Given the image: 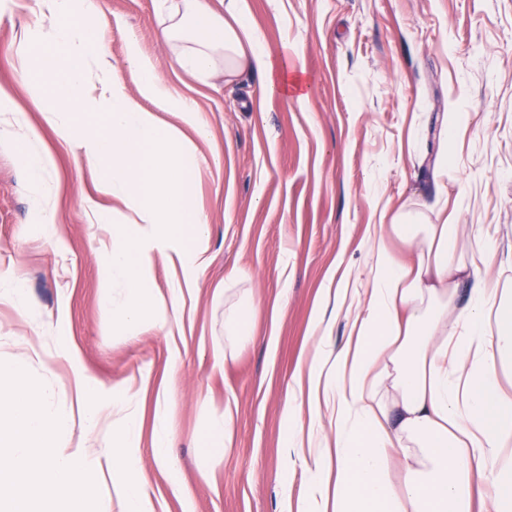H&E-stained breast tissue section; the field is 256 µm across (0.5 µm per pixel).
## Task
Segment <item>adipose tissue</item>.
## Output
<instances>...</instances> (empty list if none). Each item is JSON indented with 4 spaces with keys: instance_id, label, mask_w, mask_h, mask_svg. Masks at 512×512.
Listing matches in <instances>:
<instances>
[{
    "instance_id": "obj_1",
    "label": "adipose tissue",
    "mask_w": 512,
    "mask_h": 512,
    "mask_svg": "<svg viewBox=\"0 0 512 512\" xmlns=\"http://www.w3.org/2000/svg\"><path fill=\"white\" fill-rule=\"evenodd\" d=\"M161 38L181 42L170 61L197 75L257 73L296 102L308 97L299 71L275 68L263 32L247 21V0H159ZM50 30L34 24L18 44L17 80L46 86L44 112L65 143L98 178V191L124 209L109 220L103 267L120 297H105L113 323L133 336L184 333V286L206 261L209 215L192 187L205 160L198 143L213 134L194 98L161 77L129 40L127 63L140 74L129 92L111 61L97 18L100 0H42ZM176 113L180 125L159 115ZM457 225L422 211H397L373 227L367 288L330 291L329 318H316V340L294 380L306 413L284 408L285 454L297 458L301 490L284 487L280 512H512V289L481 277L497 259L486 240L458 245ZM179 269L168 295L152 280L156 260ZM255 303L226 305L223 363L253 334ZM349 341L331 343L336 319ZM81 376L78 402L87 431L112 422V476L123 512H153L145 491L138 396L129 388L101 403ZM173 382L156 391L152 456L181 486L169 456Z\"/></svg>"
}]
</instances>
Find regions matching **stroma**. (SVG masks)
<instances>
[{
	"instance_id": "stroma-1",
	"label": "stroma",
	"mask_w": 512,
	"mask_h": 512,
	"mask_svg": "<svg viewBox=\"0 0 512 512\" xmlns=\"http://www.w3.org/2000/svg\"><path fill=\"white\" fill-rule=\"evenodd\" d=\"M274 59L304 70V103L270 93L258 76L203 83L173 75V45L158 36L157 0H104L111 60L129 91V36L159 72L193 96L210 124L220 169L203 168L194 196L211 219L204 269L184 300L185 334L128 336L103 310L102 242L85 205L97 176L43 120L47 101L16 86L17 35L39 15L38 0H0V84L10 106L28 112L39 143L55 158L46 180L58 234L47 240L38 204L12 141L0 139V273L21 270L27 316L0 301V360L28 364L70 414L62 442L104 454L111 423L86 433L76 373L96 378L104 398L116 386L175 377L170 453L191 487L173 490L151 452L153 392L141 408L140 448L155 512H278L288 476L281 457L282 411L304 406L293 378L313 350L308 334L325 289L367 277L370 229L401 205L447 204L449 223L471 247L482 225L498 253L512 251V0H248ZM294 44L283 47L282 29ZM459 115L447 172L435 168L442 115ZM102 211L112 209L98 198ZM252 273L237 280L238 270ZM255 298L251 339L223 367L224 302ZM177 365H170V358ZM207 405H200V398ZM232 403L226 457L202 447L207 409Z\"/></svg>"
}]
</instances>
